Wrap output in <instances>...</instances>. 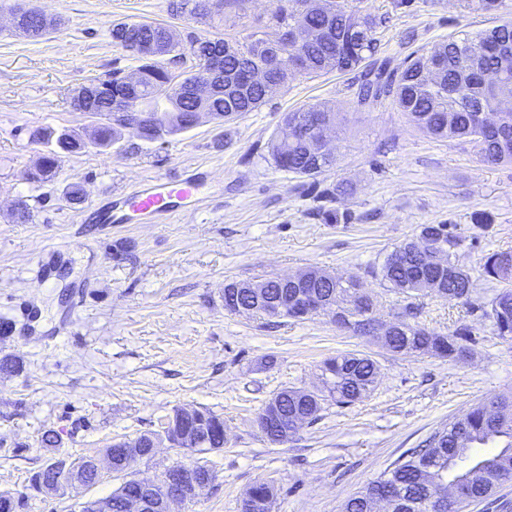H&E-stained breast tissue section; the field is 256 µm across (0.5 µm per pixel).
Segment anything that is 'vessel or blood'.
Here are the masks:
<instances>
[{
	"instance_id": "vessel-or-blood-1",
	"label": "vessel or blood",
	"mask_w": 512,
	"mask_h": 512,
	"mask_svg": "<svg viewBox=\"0 0 512 512\" xmlns=\"http://www.w3.org/2000/svg\"><path fill=\"white\" fill-rule=\"evenodd\" d=\"M199 188L189 176L157 177L135 184L122 194L121 201L130 214L153 223L195 203Z\"/></svg>"
}]
</instances>
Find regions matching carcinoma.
<instances>
[{
    "label": "carcinoma",
    "mask_w": 512,
    "mask_h": 512,
    "mask_svg": "<svg viewBox=\"0 0 512 512\" xmlns=\"http://www.w3.org/2000/svg\"><path fill=\"white\" fill-rule=\"evenodd\" d=\"M239 0H220L212 9L204 0H170L175 16L205 18L223 13ZM355 9L348 0H280L275 14L274 34L249 42L222 38H200L187 35L186 42L172 38L169 28L161 23L133 21L112 27V43L131 53L139 62L138 88L126 93L131 99L129 112L112 111V99L98 94L93 112L113 118L117 125L137 129L148 141L186 131L194 126L193 116L199 100L192 88L210 78L213 63L202 51L212 44L224 50V77L214 85L206 101V109L217 123H224L225 114L238 116L252 112L268 97L262 85L245 86L239 78L251 67L264 68L276 80L289 70L293 58L301 56L308 62L305 74L318 75L332 71L364 70L357 92V104L369 105L388 98L395 102L415 126L437 138L461 140L490 163H512V136L503 138L478 118L479 107L494 105L512 112V97H500L476 76L489 68H500L512 81V21L493 26L486 33L450 35L428 53H414L401 69L390 70L381 65L369 67L378 52L376 30L383 19L362 14L366 39L351 30ZM46 13L35 7L14 13L15 31L31 38H41L57 26L56 19L44 22ZM155 43L164 48L172 60L191 56L194 69L185 72L181 81L171 70L142 52V46ZM169 109L159 111L160 102ZM311 112H320L334 120V113L321 105H311L283 118L271 143L277 167L300 176L314 177L330 170L335 157L314 147L305 139L293 137L290 131L302 124ZM36 141L55 140L56 146L43 154L31 179L43 181L57 167L60 155L77 154L94 145L110 148L114 144V127L102 124L92 142L76 133L55 136L47 130H35ZM427 236L435 246L432 262L422 260L410 240L388 254L380 267L381 279L387 287L400 293L428 292L450 302L469 304L474 293L472 274L453 259L452 249L458 239L448 224H424L419 237ZM487 279H512V250L486 255L480 265ZM305 280L298 292L331 299L340 310L334 323L361 336H374L393 354L435 356L455 361L468 352L465 342L471 332L459 329L444 335L430 331L416 322L417 312L405 307L400 316L401 328L384 335L383 322L373 315V302L362 292L359 279L337 278L317 269L304 270ZM262 299L281 298L285 286L277 277L258 281ZM246 281H232L224 287V308L235 311L237 302L254 297ZM485 315L493 331L505 340H512V288H502L487 303ZM379 366L370 356L344 353L326 359L321 366L323 391L312 399L296 388H284L276 394L283 415L302 416L314 420L321 410V400L329 397L340 404H352L367 397L378 382ZM206 426L209 450L224 447V419L209 411L200 412ZM292 435L285 422L276 417L269 422L267 438L284 442ZM65 463L49 461L36 472L32 481L43 478L58 481L64 478ZM512 482V397L492 396L476 404L463 417L435 432L427 447L407 453L392 469L369 482L362 490L346 498L341 512H373L378 498L393 500V512H463L476 500L484 499L504 483ZM143 495L142 486L133 479L124 481L112 493L115 510L120 502ZM273 488L265 482L250 486L242 499V512H270Z\"/></svg>",
    "instance_id": "cac0c4a2"
}]
</instances>
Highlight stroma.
<instances>
[{
	"label": "stroma",
	"mask_w": 512,
	"mask_h": 512,
	"mask_svg": "<svg viewBox=\"0 0 512 512\" xmlns=\"http://www.w3.org/2000/svg\"><path fill=\"white\" fill-rule=\"evenodd\" d=\"M0 0V490L24 496L22 512H75L105 498L116 474L65 495L31 489L52 458L99 455L113 442L161 431L174 410L208 409L224 420V446L190 453L161 444L130 477L151 479L175 462L217 475L186 512H241L255 482L272 485L271 512H339L341 502L392 469L409 449L486 397L512 394V340L495 335L480 308L501 284L474 280L473 308L434 295L408 297L383 283L379 268L424 224L450 225L463 267L512 249V164L488 163L470 145L437 139L412 125L389 100L354 103L357 75H288L258 110L231 124L201 117L188 131L141 139L122 127L107 151L62 155L53 177L27 180L47 152L30 142L37 127L91 138L102 119L74 111V90L138 61L113 46L119 23L153 21L179 39L244 40L270 30L276 0H246L223 21L171 15L169 0H35L62 23L42 39L16 33ZM384 17L380 56L401 68L416 51L459 32L512 19L461 7L459 0H354ZM312 104L336 111V165L310 178L279 169L271 139L285 113ZM197 173L200 204L156 224L137 219L96 232L85 219L109 195L154 177ZM347 193H337L338 185ZM82 197L70 198L72 186ZM26 203L27 220L17 216ZM491 224L479 228L476 212ZM317 267L359 276L374 314L396 320L406 306L431 330L468 326L459 361L395 355L327 315L305 321L234 314L225 283L256 281ZM372 355L380 377L362 401L325 400L316 421L274 443L257 427L261 408L285 387L316 390L320 365L340 353ZM58 432L56 447L42 443Z\"/></svg>",
	"instance_id": "stroma-1"
}]
</instances>
